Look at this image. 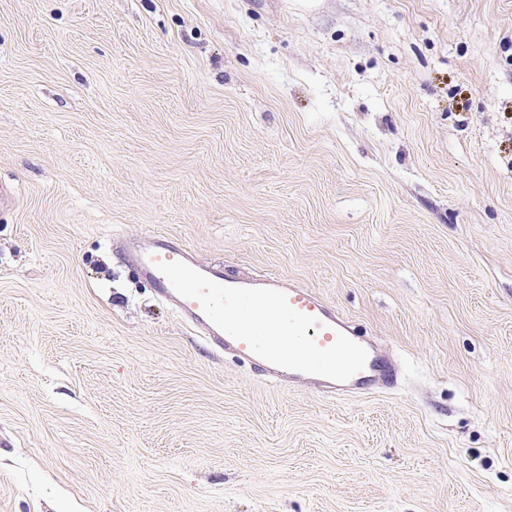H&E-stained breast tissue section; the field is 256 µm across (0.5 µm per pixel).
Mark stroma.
<instances>
[{"label":"stroma","mask_w":512,"mask_h":512,"mask_svg":"<svg viewBox=\"0 0 512 512\" xmlns=\"http://www.w3.org/2000/svg\"><path fill=\"white\" fill-rule=\"evenodd\" d=\"M0 512H512V0H0ZM159 234L397 383L196 336ZM130 255L182 320L275 385L301 381L336 398L395 379L389 355L312 289L275 275L230 277L224 267L156 236L136 242Z\"/></svg>","instance_id":"stroma-1"}]
</instances>
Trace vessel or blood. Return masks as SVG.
Returning a JSON list of instances; mask_svg holds the SVG:
<instances>
[{
  "instance_id": "b4317fda",
  "label": "vessel or blood",
  "mask_w": 512,
  "mask_h": 512,
  "mask_svg": "<svg viewBox=\"0 0 512 512\" xmlns=\"http://www.w3.org/2000/svg\"><path fill=\"white\" fill-rule=\"evenodd\" d=\"M130 255L182 320L276 385L301 381L336 398L395 379L389 355L312 289L275 275L228 276L156 236L136 242Z\"/></svg>"
}]
</instances>
